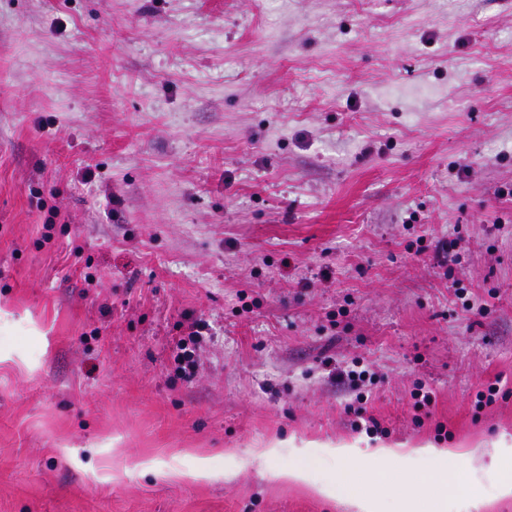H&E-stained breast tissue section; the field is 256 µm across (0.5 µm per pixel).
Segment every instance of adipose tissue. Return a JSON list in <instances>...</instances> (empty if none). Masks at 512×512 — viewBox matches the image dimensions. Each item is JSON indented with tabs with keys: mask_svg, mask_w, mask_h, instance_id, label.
<instances>
[{
	"mask_svg": "<svg viewBox=\"0 0 512 512\" xmlns=\"http://www.w3.org/2000/svg\"><path fill=\"white\" fill-rule=\"evenodd\" d=\"M326 452L336 460V481L331 487L318 486L317 491L322 495L337 492L346 496L354 512H382L383 501L378 486L394 475L408 471L412 460L420 455L431 457L435 463L434 471L424 482L433 486L436 493L426 501L419 494H411L404 505L405 512H443L449 489L455 484L458 472L468 464L467 458L447 448L428 446L399 450L381 445L370 452L369 465L360 472L351 464L355 454L351 446H330Z\"/></svg>",
	"mask_w": 512,
	"mask_h": 512,
	"instance_id": "1",
	"label": "adipose tissue"
}]
</instances>
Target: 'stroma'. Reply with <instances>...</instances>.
<instances>
[{"label":"stroma","instance_id":"35a3bbf8","mask_svg":"<svg viewBox=\"0 0 512 512\" xmlns=\"http://www.w3.org/2000/svg\"><path fill=\"white\" fill-rule=\"evenodd\" d=\"M510 185L512 0H0V512H353L339 442L512 512Z\"/></svg>","mask_w":512,"mask_h":512}]
</instances>
